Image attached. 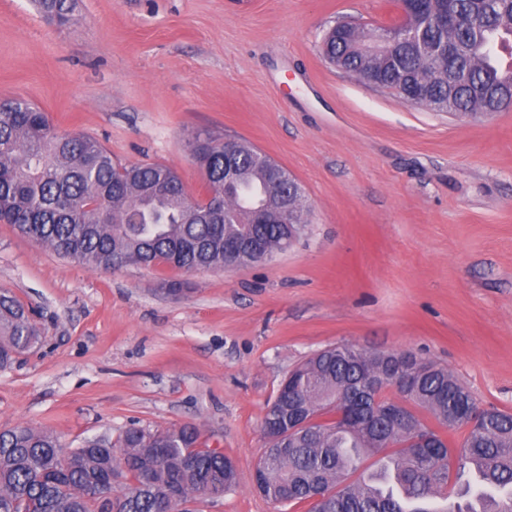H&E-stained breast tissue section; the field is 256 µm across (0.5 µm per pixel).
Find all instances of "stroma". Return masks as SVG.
Returning <instances> with one entry per match:
<instances>
[{
	"instance_id": "stroma-1",
	"label": "stroma",
	"mask_w": 512,
	"mask_h": 512,
	"mask_svg": "<svg viewBox=\"0 0 512 512\" xmlns=\"http://www.w3.org/2000/svg\"><path fill=\"white\" fill-rule=\"evenodd\" d=\"M395 16L392 0H74L59 27L31 0H0V98L119 163L170 165L196 195L190 140L245 142L313 206L287 252L228 271L91 268L0 223V290L43 331L0 371V428L76 448L191 422L238 473L196 512H307L253 476L266 404L315 352H410L512 412V110L415 107L323 58L339 18Z\"/></svg>"
}]
</instances>
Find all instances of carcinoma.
Instances as JSON below:
<instances>
[{
	"mask_svg": "<svg viewBox=\"0 0 512 512\" xmlns=\"http://www.w3.org/2000/svg\"><path fill=\"white\" fill-rule=\"evenodd\" d=\"M59 24L72 0H36ZM429 21L369 27L338 21L322 54L347 72H368L418 106L453 116H483L512 101V73L498 52L512 51V0H421ZM256 148L240 143L241 178L224 187V142L209 136L195 154L205 168L198 198L163 163L123 166L93 139L63 135L23 98L0 99V223L92 267L224 268V237L239 232L271 254L286 249L288 225L257 224L267 200ZM23 304L0 291V369L37 341ZM400 374L413 376L402 401L382 397ZM472 395L447 369L408 353L348 345L324 349L289 372L268 404L262 430L272 444L257 465L256 490L273 503L318 500L309 512H512V414L493 408L470 426ZM444 429L466 430L461 461L477 470L449 508L406 510L405 502L448 499L452 476ZM430 444L417 442L419 431ZM192 423L146 431L131 426L119 445L90 438L67 450L52 432L0 429V512H189L198 498H221L237 484L234 462L200 441ZM387 451V476L357 475L370 453Z\"/></svg>",
	"mask_w": 512,
	"mask_h": 512,
	"instance_id": "obj_1",
	"label": "carcinoma"
}]
</instances>
